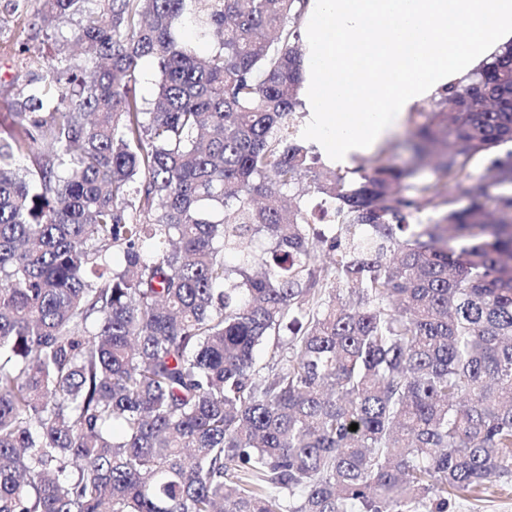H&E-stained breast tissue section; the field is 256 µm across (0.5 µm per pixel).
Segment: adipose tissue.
Wrapping results in <instances>:
<instances>
[{
	"label": "adipose tissue",
	"mask_w": 512,
	"mask_h": 512,
	"mask_svg": "<svg viewBox=\"0 0 512 512\" xmlns=\"http://www.w3.org/2000/svg\"><path fill=\"white\" fill-rule=\"evenodd\" d=\"M303 40L307 134L349 168L512 42V0H309Z\"/></svg>",
	"instance_id": "adipose-tissue-1"
}]
</instances>
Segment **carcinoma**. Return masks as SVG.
Here are the masks:
<instances>
[{
	"instance_id": "carcinoma-1",
	"label": "carcinoma",
	"mask_w": 512,
	"mask_h": 512,
	"mask_svg": "<svg viewBox=\"0 0 512 512\" xmlns=\"http://www.w3.org/2000/svg\"><path fill=\"white\" fill-rule=\"evenodd\" d=\"M307 3L43 0L89 55L17 73L0 136V512H451L512 475V43L431 99L434 181L311 179L328 236L284 204Z\"/></svg>"
}]
</instances>
